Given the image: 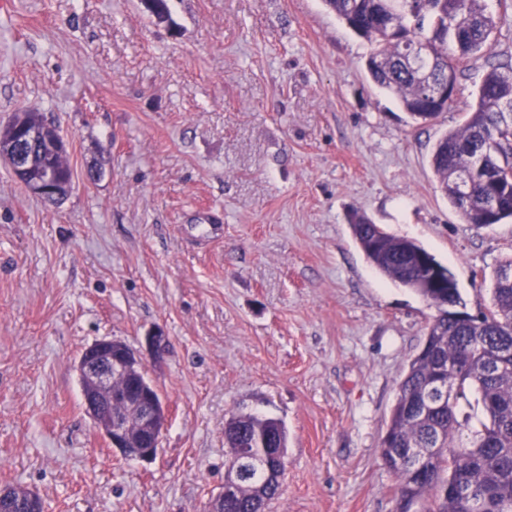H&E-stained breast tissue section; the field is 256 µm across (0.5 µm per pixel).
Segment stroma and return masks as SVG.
Returning <instances> with one entry per match:
<instances>
[{
	"mask_svg": "<svg viewBox=\"0 0 512 512\" xmlns=\"http://www.w3.org/2000/svg\"><path fill=\"white\" fill-rule=\"evenodd\" d=\"M167 9L0 0V128L39 109L74 182L46 204L0 160V488L45 512H206L226 422L256 414L288 433L267 512H397L379 446L436 310L367 260L351 221L416 241L486 311L512 221L467 223L429 159L512 60V14L447 111L417 123L323 0ZM158 329L167 352L146 376L168 420L146 462L94 426L76 362ZM15 494L18 495L19 501L21 503V507L25 508V511L22 512H44V505L42 506L41 499L36 493L33 491H28L27 493H22L18 488H4L0 490V503L2 500H11L14 498ZM2 510L5 511H19L17 507L11 508L1 503Z\"/></svg>",
	"mask_w": 512,
	"mask_h": 512,
	"instance_id": "stroma-1",
	"label": "stroma"
}]
</instances>
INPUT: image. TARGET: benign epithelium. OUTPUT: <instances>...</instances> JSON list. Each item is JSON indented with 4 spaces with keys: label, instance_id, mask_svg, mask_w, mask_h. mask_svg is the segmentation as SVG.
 Instances as JSON below:
<instances>
[{
    "label": "benign epithelium",
    "instance_id": "1",
    "mask_svg": "<svg viewBox=\"0 0 512 512\" xmlns=\"http://www.w3.org/2000/svg\"><path fill=\"white\" fill-rule=\"evenodd\" d=\"M428 82L432 86L435 102L450 101L456 96V82L444 64H433L427 70ZM18 119L13 121L17 135L16 148L3 156L18 178H25L31 169L32 154L30 147L38 141L55 139L58 148L65 142L57 138L52 127L40 124L31 116L19 111ZM31 190L38 197L58 202L63 198L61 183L56 173L47 171L41 178L31 182ZM167 338L161 332L146 337V350L150 359L160 361L166 351ZM144 358L141 354L121 340L102 338L88 346L77 362V369L84 380L83 400L85 409L93 422L101 428L112 447L125 456H135L143 461L154 459L159 450L161 435L166 424V410L157 389L142 377ZM134 370L137 377L129 388L116 391L112 382L118 373ZM120 398L135 412L139 423V440L131 445V437L123 419L112 415V399ZM238 471L224 478V485L211 500L208 512H223L224 498L235 492ZM19 498L25 512H44L41 499L36 493H23L18 488L0 490V501Z\"/></svg>",
    "mask_w": 512,
    "mask_h": 512
}]
</instances>
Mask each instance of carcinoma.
<instances>
[{"mask_svg":"<svg viewBox=\"0 0 512 512\" xmlns=\"http://www.w3.org/2000/svg\"><path fill=\"white\" fill-rule=\"evenodd\" d=\"M326 7L367 39L372 50L366 66L375 85L400 101L412 120L425 121L447 110L427 103L428 78L414 67L412 55L423 51L448 65L455 76L464 63L493 48L492 36L503 17L486 10L483 0H323ZM512 110V64L491 66L477 101L462 127L435 144L430 164L441 191L465 221L477 224L496 201L495 223L512 218V131L501 128ZM33 176L55 171L67 187L73 171L67 151L35 148ZM468 203L458 196L456 178L475 166ZM352 230L367 259L384 276L420 295L437 315L426 347L410 362L391 409L380 456L396 479L399 512H512V258L498 267L491 307L473 320L448 317V308H466L459 288L446 277L434 281L417 265L420 256L435 262L415 241L384 232L363 216ZM481 403L483 417L470 424L464 412L468 394ZM226 425L224 464L239 446L266 445L240 461L245 477L224 512H263L277 495L285 465L287 432L277 420L255 415L231 417Z\"/></svg>","mask_w":512,"mask_h":512,"instance_id":"obj_1","label":"carcinoma"}]
</instances>
